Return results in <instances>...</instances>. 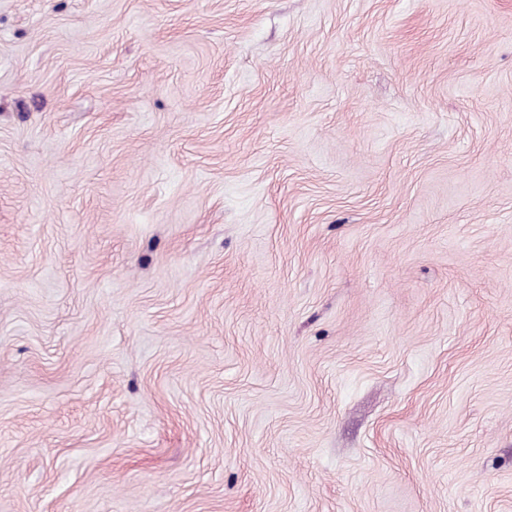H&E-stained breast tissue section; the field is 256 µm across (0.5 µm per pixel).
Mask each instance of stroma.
Segmentation results:
<instances>
[{"mask_svg": "<svg viewBox=\"0 0 512 512\" xmlns=\"http://www.w3.org/2000/svg\"><path fill=\"white\" fill-rule=\"evenodd\" d=\"M0 512H512V0H0Z\"/></svg>", "mask_w": 512, "mask_h": 512, "instance_id": "1", "label": "stroma"}]
</instances>
